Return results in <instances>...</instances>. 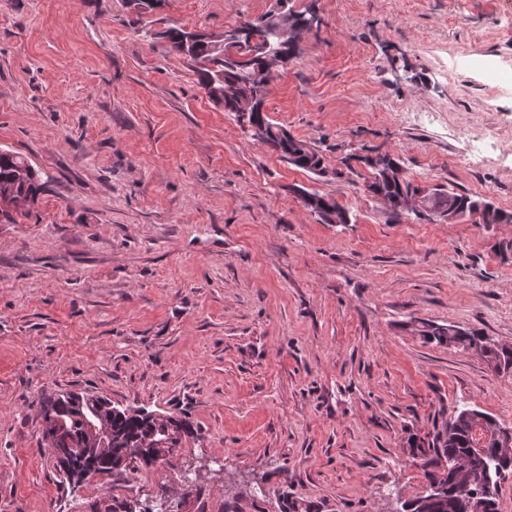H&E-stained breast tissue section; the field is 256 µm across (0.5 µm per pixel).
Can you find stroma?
I'll return each mask as SVG.
<instances>
[{"instance_id": "obj_1", "label": "stroma", "mask_w": 512, "mask_h": 512, "mask_svg": "<svg viewBox=\"0 0 512 512\" xmlns=\"http://www.w3.org/2000/svg\"><path fill=\"white\" fill-rule=\"evenodd\" d=\"M317 29L264 111L323 158L285 161L210 99L162 34L280 8ZM512 0H0V148L40 172L0 211V512H400L457 410L512 426V372L419 322L512 347V224L394 220L369 155L512 212ZM337 202L331 224L303 192ZM186 419L169 461L70 491L37 403L59 393ZM454 64H457L460 67L473 69L484 74L498 73L507 69L506 66H503L495 58L474 54L464 55L457 62L454 61Z\"/></svg>"}]
</instances>
